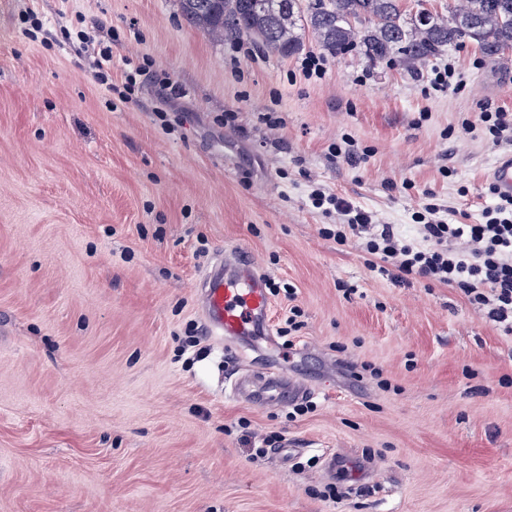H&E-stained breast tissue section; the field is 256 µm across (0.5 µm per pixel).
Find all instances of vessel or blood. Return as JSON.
<instances>
[{
  "mask_svg": "<svg viewBox=\"0 0 512 512\" xmlns=\"http://www.w3.org/2000/svg\"><path fill=\"white\" fill-rule=\"evenodd\" d=\"M498 193L512 197V154L500 158L490 172ZM208 335L233 343L257 339L270 341L269 297L265 276L243 248L225 249L201 281ZM306 379L289 369L285 358H263L255 363L251 387H237L235 397L248 404L278 405L310 395Z\"/></svg>",
  "mask_w": 512,
  "mask_h": 512,
  "instance_id": "vessel-or-blood-1",
  "label": "vessel or blood"
}]
</instances>
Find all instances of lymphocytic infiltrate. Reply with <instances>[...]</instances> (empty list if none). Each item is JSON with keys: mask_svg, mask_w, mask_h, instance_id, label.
<instances>
[{"mask_svg": "<svg viewBox=\"0 0 512 512\" xmlns=\"http://www.w3.org/2000/svg\"><path fill=\"white\" fill-rule=\"evenodd\" d=\"M314 207L333 209L339 223L322 236L344 243L356 239L371 270L396 282L425 280L458 288L489 318L512 333V198L483 207L476 224H458L454 207L429 203L416 212L418 236L403 237L395 225L336 195L313 190Z\"/></svg>", "mask_w": 512, "mask_h": 512, "instance_id": "1", "label": "lymphocytic infiltrate"}]
</instances>
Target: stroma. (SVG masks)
Wrapping results in <instances>:
<instances>
[{"instance_id":"1","label":"stroma","mask_w":512,"mask_h":512,"mask_svg":"<svg viewBox=\"0 0 512 512\" xmlns=\"http://www.w3.org/2000/svg\"><path fill=\"white\" fill-rule=\"evenodd\" d=\"M80 30L111 46V86ZM304 43L214 42L177 0H0V512H512V334L457 288L371 271L309 200L322 185L409 238L426 203L467 223L512 143L457 129L512 113V52L309 79ZM128 58L146 74L122 104ZM447 64L458 84L433 86ZM345 137L362 162L330 157ZM231 246L296 289L271 321L299 309L276 342L309 412L229 396L267 351L205 332L198 281ZM266 435L282 452L255 454ZM332 453L373 479L327 478Z\"/></svg>"}]
</instances>
